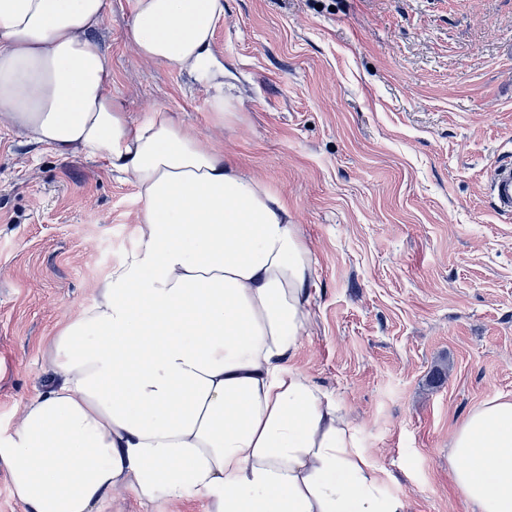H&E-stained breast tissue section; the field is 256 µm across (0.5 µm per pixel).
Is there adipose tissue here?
<instances>
[{"label":"adipose tissue","instance_id":"ef3b65f1","mask_svg":"<svg viewBox=\"0 0 512 512\" xmlns=\"http://www.w3.org/2000/svg\"><path fill=\"white\" fill-rule=\"evenodd\" d=\"M108 0H0V124L101 157L142 208L138 243L51 339L49 381L0 435L24 512H102L117 489L205 512H404L342 406L291 361L315 259L281 195L158 109L113 97L90 36ZM224 0H133L139 58L187 72L215 127L240 102L212 52ZM448 459L478 512H512V395L473 408Z\"/></svg>","mask_w":512,"mask_h":512}]
</instances>
